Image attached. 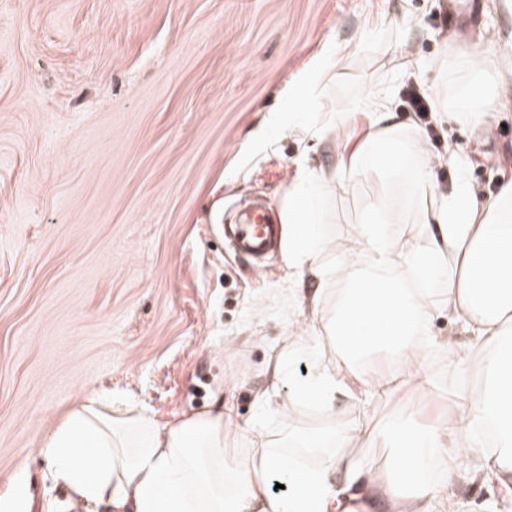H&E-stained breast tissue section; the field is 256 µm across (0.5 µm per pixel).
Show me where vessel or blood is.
I'll return each instance as SVG.
<instances>
[{
    "label": "vessel or blood",
    "mask_w": 512,
    "mask_h": 512,
    "mask_svg": "<svg viewBox=\"0 0 512 512\" xmlns=\"http://www.w3.org/2000/svg\"><path fill=\"white\" fill-rule=\"evenodd\" d=\"M235 253L245 260H258L277 251L282 240V228L270 211L261 205L240 212L237 223L225 225Z\"/></svg>",
    "instance_id": "b4317fda"
}]
</instances>
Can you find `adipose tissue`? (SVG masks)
<instances>
[{
  "label": "adipose tissue",
  "instance_id": "1",
  "mask_svg": "<svg viewBox=\"0 0 512 512\" xmlns=\"http://www.w3.org/2000/svg\"><path fill=\"white\" fill-rule=\"evenodd\" d=\"M362 167L407 176L426 204L425 217L406 245L395 244L384 225H362L351 254L368 253L372 272L331 291L334 269L320 261L319 210L334 181L298 171L281 221L288 226L289 273L311 274L318 284L312 303L319 333L296 339L312 364L305 377L287 379L288 406L332 414L337 399L357 397V367L376 350L389 351L415 393H426L427 317L437 298L475 340L472 349L449 350V369L475 363L488 379L475 390L458 385L457 423L389 434L379 462L349 448L351 428L294 432L276 445L258 423L231 427L226 410L162 429L142 407L89 400L51 429L42 447L75 504L106 503L113 512H329L373 488L403 512H456L445 486L459 450L482 447L473 425L487 417L497 426L498 446L487 467L499 477L512 474V181L495 198L478 199L459 161L447 195L432 197L427 165L412 161L382 109L343 165L348 172ZM396 268L409 273L415 289L390 286L385 273ZM303 451L317 463L303 464ZM276 483L282 491H273Z\"/></svg>",
  "mask_w": 512,
  "mask_h": 512
}]
</instances>
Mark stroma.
<instances>
[{
    "label": "stroma",
    "mask_w": 512,
    "mask_h": 512,
    "mask_svg": "<svg viewBox=\"0 0 512 512\" xmlns=\"http://www.w3.org/2000/svg\"><path fill=\"white\" fill-rule=\"evenodd\" d=\"M484 61L501 71L480 125L439 111ZM415 85L431 110H407ZM383 103L405 147L420 145L432 190H448L449 152L495 197L512 163V11L477 0H0V497L28 489L32 512H73L45 469L47 431L84 399L149 410L159 427L223 406L266 432L355 425L381 457V433L450 424L457 378L448 350L474 339L433 303V388L342 400L327 415L289 410L273 367L296 323L314 324L309 276L284 251L264 271L224 238L241 204L279 212L297 172L340 170ZM310 130L288 128L290 113ZM408 243L423 211L409 181L358 170L328 194L320 221L334 289L368 271L338 263L366 212ZM277 388L279 406L257 399ZM490 448L465 449L448 493L458 512H512V478Z\"/></svg>",
    "instance_id": "1"
}]
</instances>
